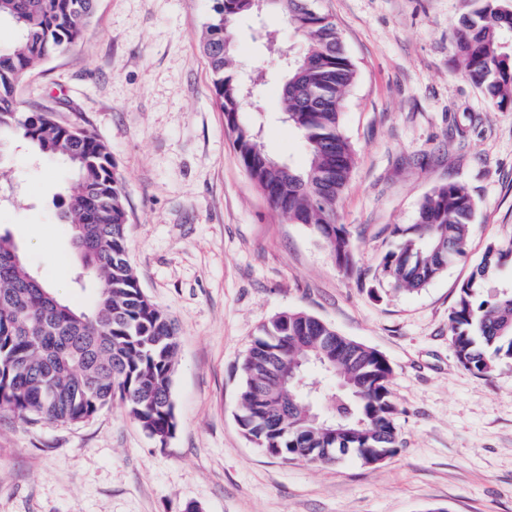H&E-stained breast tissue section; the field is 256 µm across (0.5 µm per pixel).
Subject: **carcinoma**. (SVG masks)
I'll use <instances>...</instances> for the list:
<instances>
[{
    "label": "carcinoma",
    "instance_id": "obj_1",
    "mask_svg": "<svg viewBox=\"0 0 512 512\" xmlns=\"http://www.w3.org/2000/svg\"><path fill=\"white\" fill-rule=\"evenodd\" d=\"M460 17L455 41L466 77L501 110L512 109V11L501 0H476ZM94 0H0V21L19 31L15 46L0 49V143L21 140L49 161L66 164L73 184L59 196V217L70 226L86 276L104 282L87 308H76L23 261L8 234H0V411L25 422H81L119 400L154 440L175 427L171 399L176 344L172 325L142 292L128 261V221L121 178L108 146L91 129L58 121L48 106L22 111L17 88L32 66L75 44ZM300 37L288 60L283 116L304 139L309 163L299 171L271 158L241 113L247 90L230 50L228 29L253 12L250 0H216L203 50L240 163L253 185L288 221L315 229L348 273L354 246L338 223L337 203L355 163L341 117L356 69L336 26L313 0H272ZM476 202L462 186L433 188L417 222L396 226V247L379 260L369 292L418 290L464 256ZM512 269V236L489 242L448 313L459 363L489 376L512 363V281L490 273ZM288 368L283 389L294 412L283 425L262 391L273 388L274 362ZM392 368L377 350L340 335L301 310L263 324L242 361L238 421L245 436L283 460L331 463L354 453L377 462L376 450L398 448L399 409L388 387ZM347 429L336 437L324 421Z\"/></svg>",
    "mask_w": 512,
    "mask_h": 512
}]
</instances>
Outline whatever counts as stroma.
<instances>
[{
	"label": "stroma",
	"instance_id": "obj_1",
	"mask_svg": "<svg viewBox=\"0 0 512 512\" xmlns=\"http://www.w3.org/2000/svg\"><path fill=\"white\" fill-rule=\"evenodd\" d=\"M213 0H95L76 45L38 63L17 98L78 122L122 180L129 259L173 321L175 432L161 444L121 403L89 420L27 423L0 412V512H512V365L459 363L448 313L487 243L512 235V112L464 77L454 28L473 0H316L357 69L343 129L356 155L337 205L355 247L347 274L312 226L280 216L240 166L202 49ZM240 74L262 73L242 113L295 168L302 137L281 119L283 54L301 43L277 13L237 19ZM64 168L19 141L0 148V232L63 300L88 306L55 200ZM463 185L477 203L468 254L425 287L374 298L394 226L424 196ZM305 311L388 360L400 409L394 455L287 462L238 421L241 356L258 327Z\"/></svg>",
	"mask_w": 512,
	"mask_h": 512
}]
</instances>
